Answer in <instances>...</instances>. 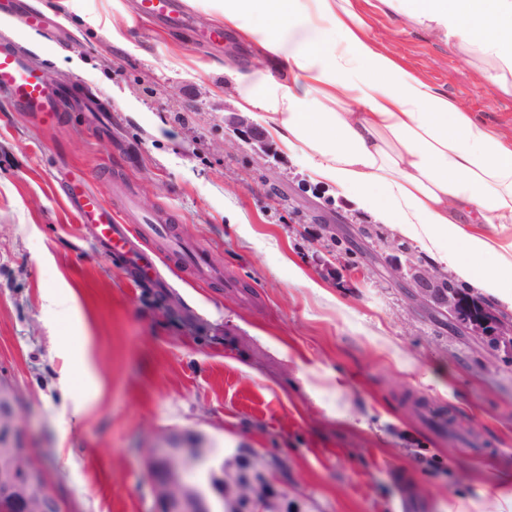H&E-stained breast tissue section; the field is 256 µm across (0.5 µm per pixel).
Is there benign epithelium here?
I'll list each match as a JSON object with an SVG mask.
<instances>
[{
    "instance_id": "benign-epithelium-1",
    "label": "benign epithelium",
    "mask_w": 512,
    "mask_h": 512,
    "mask_svg": "<svg viewBox=\"0 0 512 512\" xmlns=\"http://www.w3.org/2000/svg\"><path fill=\"white\" fill-rule=\"evenodd\" d=\"M237 125L245 127L243 138L251 145L266 149L265 135L255 124L240 118ZM394 273L405 287L410 289L413 300L426 304L448 316V320L461 332H475L493 344L505 343L512 348V323L498 320L484 311L475 315L466 309L462 293L447 287V279L437 271L411 257L397 262ZM11 415L15 425L0 436L1 448H12L25 436L21 414L12 391L0 385V415ZM208 449L164 448L149 449L146 460L152 471L156 463L166 466L167 475L156 479L155 495L157 512H216L200 487L183 480L186 471L198 470L206 459ZM280 478L275 472L251 474L246 483L239 485V493L230 498L228 512H283L288 495L279 490ZM45 512H61L63 506L57 494L47 483L37 485ZM0 512H14V496L11 486V468L0 465Z\"/></svg>"
}]
</instances>
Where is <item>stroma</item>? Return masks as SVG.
<instances>
[{"mask_svg":"<svg viewBox=\"0 0 512 512\" xmlns=\"http://www.w3.org/2000/svg\"><path fill=\"white\" fill-rule=\"evenodd\" d=\"M66 112L44 127L0 98V374L68 512H155L148 448L273 461L298 512H512V354L453 332L387 262L434 261L315 182L274 132L260 155L224 67L277 62L201 0L192 23L133 0H27ZM370 38L512 138L495 94L433 24L357 0ZM123 26L119 45L75 14ZM83 67H73V58ZM163 216L182 251L154 287L105 258L61 190ZM174 312L161 309L163 300Z\"/></svg>","mask_w":512,"mask_h":512,"instance_id":"1","label":"stroma"}]
</instances>
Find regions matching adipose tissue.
Segmentation results:
<instances>
[{"instance_id":"ef3b65f1","label":"adipose tissue","mask_w":512,"mask_h":512,"mask_svg":"<svg viewBox=\"0 0 512 512\" xmlns=\"http://www.w3.org/2000/svg\"><path fill=\"white\" fill-rule=\"evenodd\" d=\"M203 2L284 60L286 77L239 75L242 106L263 113L315 181L512 309V139L374 45L353 0ZM390 2L439 26L489 87L512 96V0ZM258 9L266 28L247 23Z\"/></svg>"}]
</instances>
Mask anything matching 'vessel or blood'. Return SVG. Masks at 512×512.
<instances>
[{
	"mask_svg": "<svg viewBox=\"0 0 512 512\" xmlns=\"http://www.w3.org/2000/svg\"><path fill=\"white\" fill-rule=\"evenodd\" d=\"M137 14L173 26L183 25L188 17L180 0H138ZM0 93L16 110L37 114L46 123L59 122L65 110L61 91L47 85L39 70L7 42H0ZM62 190L74 205L80 221L95 225L98 240L105 242L110 252L123 256L128 264L136 265L141 261L136 246L140 236L149 235L165 241L172 238L167 225L155 223L153 214L135 213L130 203L125 209L134 212L135 223L131 226L124 224L111 205L88 189L83 174H72Z\"/></svg>",
	"mask_w": 512,
	"mask_h": 512,
	"instance_id": "1",
	"label": "vessel or blood"
}]
</instances>
